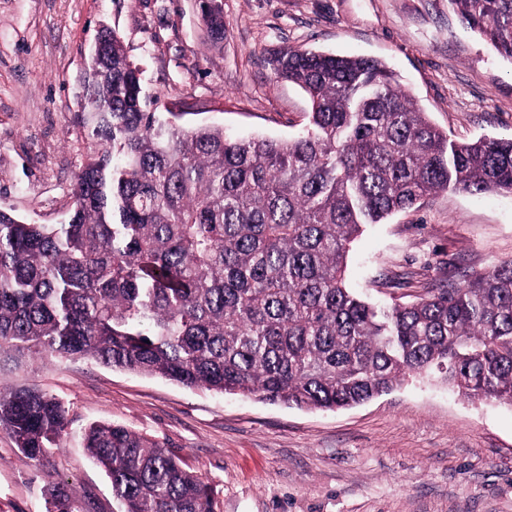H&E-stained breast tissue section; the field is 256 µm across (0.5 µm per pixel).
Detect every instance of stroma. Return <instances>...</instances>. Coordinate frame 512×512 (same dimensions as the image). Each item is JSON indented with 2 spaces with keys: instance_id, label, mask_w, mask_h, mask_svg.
I'll use <instances>...</instances> for the list:
<instances>
[{
  "instance_id": "1",
  "label": "stroma",
  "mask_w": 512,
  "mask_h": 512,
  "mask_svg": "<svg viewBox=\"0 0 512 512\" xmlns=\"http://www.w3.org/2000/svg\"><path fill=\"white\" fill-rule=\"evenodd\" d=\"M210 46L198 0H0V209L63 224L98 145L80 115L81 73L101 30L140 69L147 111L288 139L309 103L267 65L294 47L387 62L449 139L512 137V63L463 27L448 0H222ZM512 259V194L439 192L366 226L347 282L376 303H408ZM50 391L72 426L41 466L0 432V512H46L63 479L80 512H117L80 431L127 426L206 478L217 512H512V407L412 379L362 405L303 411L189 389L70 357L0 363V389Z\"/></svg>"
}]
</instances>
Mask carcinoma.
<instances>
[{"label": "carcinoma", "instance_id": "cac0c4a2", "mask_svg": "<svg viewBox=\"0 0 512 512\" xmlns=\"http://www.w3.org/2000/svg\"><path fill=\"white\" fill-rule=\"evenodd\" d=\"M512 63V0H448ZM215 40L224 15L203 9ZM274 74L308 122L288 140L237 138L144 110L117 34L83 86L103 145L65 224L0 213V356H64L270 404L336 410L411 377L512 407V260L410 304L346 286L366 224L441 191L512 193V138L448 139L382 61L285 48ZM69 424L56 396L0 391V429L38 464ZM84 448L120 512H216L208 483L126 426L91 423ZM49 512H79L66 482Z\"/></svg>", "mask_w": 512, "mask_h": 512}]
</instances>
